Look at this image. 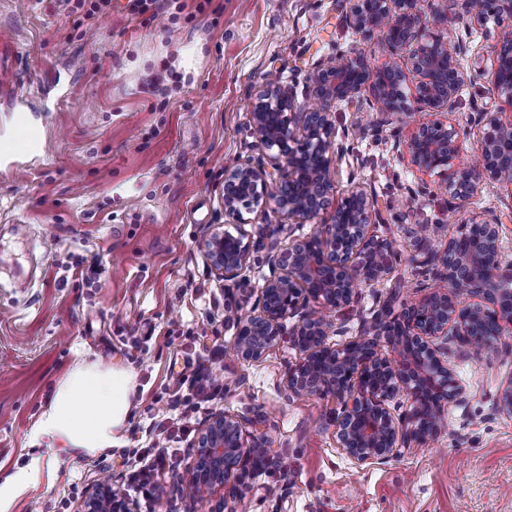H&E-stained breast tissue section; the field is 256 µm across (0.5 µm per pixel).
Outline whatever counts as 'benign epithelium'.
Here are the masks:
<instances>
[{
  "label": "benign epithelium",
  "mask_w": 512,
  "mask_h": 512,
  "mask_svg": "<svg viewBox=\"0 0 512 512\" xmlns=\"http://www.w3.org/2000/svg\"><path fill=\"white\" fill-rule=\"evenodd\" d=\"M460 15L493 32L490 83L512 106V0L479 5L476 0H438L434 9L441 25ZM346 23L392 54L415 45L411 67L419 79L413 94H406L405 72L394 60L372 68L350 51H339L316 66L308 107L297 106L276 80L266 82L252 104L250 126L273 170L250 159L224 170V215L234 224L248 223L244 214L259 208L276 216L269 230L273 236L292 224H313L328 209L332 170L344 154L336 142L331 105L360 103L367 92L378 106L373 123L383 125L394 116L405 124L412 116L411 104L430 111L451 109L471 80L461 65L466 42L460 36L452 43L426 36L419 0H350ZM474 121L483 127L475 166L454 165L458 131L442 122L415 127L394 149L422 173L447 175L444 187L453 200L466 201L488 185L512 188V138L502 136L512 128V114L483 111ZM374 210L375 196L353 186L330 221L292 239L285 252L268 248L269 275L259 288L256 312L229 308L236 326L234 349L245 362L260 360L280 336H292L300 360L288 375V388L336 399L329 421L336 426L338 448L358 466L384 463L442 430L448 403L465 394L441 357L448 337L478 354L491 348L503 323L512 324V263L501 261L499 218L492 214L466 222L468 228H482L478 242L453 238L445 248L430 251L424 264L436 284L425 300L397 317L388 301L373 313L362 336L338 347L328 344L330 333H345L327 318L329 310L349 305L358 285L383 282L397 265L419 264L416 255L405 256L391 240L372 233ZM199 246L221 281L236 282L250 267L253 244L240 229L234 235L213 224ZM296 315L298 322L285 331V321ZM399 397L409 406L395 416L389 403L401 406ZM497 407L512 415V378L500 385ZM243 422L219 411L202 424L193 445L195 465L184 483L190 502H210L220 489L232 498L236 486L229 483L231 474L259 468L253 449L268 447V441L263 435L246 440ZM81 512L139 510L134 499L101 481Z\"/></svg>",
  "instance_id": "7a95c632"
}]
</instances>
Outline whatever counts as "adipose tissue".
I'll return each mask as SVG.
<instances>
[{
	"label": "adipose tissue",
	"instance_id": "1",
	"mask_svg": "<svg viewBox=\"0 0 512 512\" xmlns=\"http://www.w3.org/2000/svg\"><path fill=\"white\" fill-rule=\"evenodd\" d=\"M132 390L127 369L77 363L58 381L29 444L88 455L118 444L127 427Z\"/></svg>",
	"mask_w": 512,
	"mask_h": 512
}]
</instances>
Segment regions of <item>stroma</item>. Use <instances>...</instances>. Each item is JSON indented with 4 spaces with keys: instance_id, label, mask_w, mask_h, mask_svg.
<instances>
[{
    "instance_id": "stroma-1",
    "label": "stroma",
    "mask_w": 512,
    "mask_h": 512,
    "mask_svg": "<svg viewBox=\"0 0 512 512\" xmlns=\"http://www.w3.org/2000/svg\"><path fill=\"white\" fill-rule=\"evenodd\" d=\"M349 0H162L132 15L112 0L74 30L70 0H0V35L13 38L27 68L10 81L37 95L53 77L68 96L42 114L46 149L22 169L0 174V485L31 457L38 484L7 512H80L103 468L120 479L147 447L158 423L186 429L174 483L194 460V433L216 411L244 419L246 435L270 443L264 468L247 476L235 512H512V415L497 391L512 377V327L486 354L448 345V365L465 389L449 404L442 433L384 464L355 466L338 448L328 420L332 396L296 394L288 374L299 361L288 338L256 362L234 352L230 301L252 311L242 289L217 280L198 242L225 223L224 170L264 158L250 131V103L276 74L304 102L318 60L351 49L371 66L386 50L347 27ZM427 34L469 33L462 63L476 79L452 110H415L417 124L442 121L458 131L457 163L478 159L482 108L507 109L488 76L492 34L468 18L434 22ZM371 105L332 111L347 149L334 167L335 198L356 184L374 192L376 235L412 249L417 224H434L431 246L444 248L464 222L484 211L501 216L502 259L512 262V190L489 186L474 198H450L443 176L422 174L393 149L410 127L390 121L380 135L355 134ZM424 269L400 266L387 283L358 290L331 312L345 335L397 291L394 312L433 287ZM132 371L128 427L117 446L94 455L31 449L28 436L57 382L79 361Z\"/></svg>"
}]
</instances>
